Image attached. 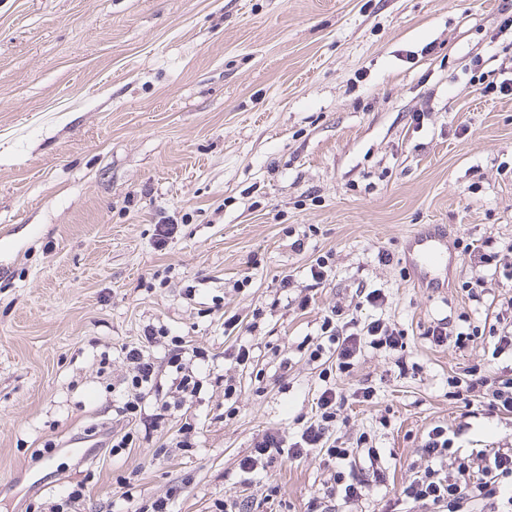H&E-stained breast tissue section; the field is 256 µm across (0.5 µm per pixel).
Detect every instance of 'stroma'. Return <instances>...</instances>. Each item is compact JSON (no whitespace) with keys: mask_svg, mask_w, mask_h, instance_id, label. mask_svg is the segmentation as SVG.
Masks as SVG:
<instances>
[{"mask_svg":"<svg viewBox=\"0 0 512 512\" xmlns=\"http://www.w3.org/2000/svg\"><path fill=\"white\" fill-rule=\"evenodd\" d=\"M510 15L512 0H0V512H54L80 480L78 512L169 494L178 512L229 494L256 512H386L433 427L466 450L512 443V418L448 386L512 355L492 356L487 335L463 350L424 335L512 305V280L455 246L512 245V98L494 91L512 76ZM158 224L179 227L162 250ZM430 224L450 240L438 288L407 263ZM327 252L319 284L308 268ZM333 304L407 334L336 377V435L368 484L350 504L326 496L341 465L314 451L251 480L239 469L267 429L311 417L309 348ZM225 314L256 325L248 368L224 359L239 342ZM149 324L211 354L191 445L169 424L82 461L126 424L117 350ZM367 386L372 401L352 400Z\"/></svg>","mask_w":512,"mask_h":512,"instance_id":"1","label":"stroma"}]
</instances>
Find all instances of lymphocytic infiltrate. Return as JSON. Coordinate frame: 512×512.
<instances>
[{"label": "lymphocytic infiltrate", "mask_w": 512, "mask_h": 512, "mask_svg": "<svg viewBox=\"0 0 512 512\" xmlns=\"http://www.w3.org/2000/svg\"><path fill=\"white\" fill-rule=\"evenodd\" d=\"M320 332L323 340L316 343L310 356H330L332 365L321 372L326 384L316 399L313 415L303 420L292 436L278 428L267 430L242 460L243 472L256 471L264 459H299L313 450L338 460H351L352 449L332 437L345 397L330 378L336 372L350 374L365 348L404 349L406 334L381 318L359 328L349 326L344 309L336 304L323 314ZM120 353L128 367L126 387L118 396L122 416L131 421L141 416L146 395L156 390L158 377L166 368L173 375L175 395L173 401H161L158 416L173 418L179 433L190 436L195 425L184 408L200 390L195 368L208 361V350L170 335L167 328L152 326L144 329L138 342L122 345ZM455 386L458 393L483 398L492 412L512 415L511 371L493 376L475 367ZM421 452L425 465L402 487L399 501L430 505L439 512H466L468 503L480 500L489 512H512V448H475L463 455L447 428L437 426L429 431Z\"/></svg>", "instance_id": "lymphocytic-infiltrate-1"}]
</instances>
